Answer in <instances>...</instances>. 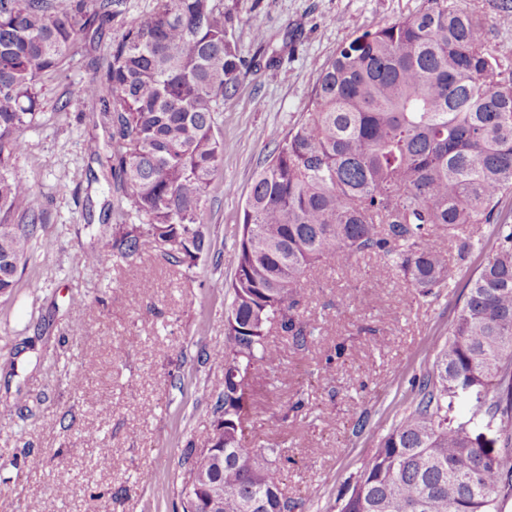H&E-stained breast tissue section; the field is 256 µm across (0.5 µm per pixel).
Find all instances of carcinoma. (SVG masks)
Here are the masks:
<instances>
[{
	"instance_id": "carcinoma-1",
	"label": "carcinoma",
	"mask_w": 512,
	"mask_h": 512,
	"mask_svg": "<svg viewBox=\"0 0 512 512\" xmlns=\"http://www.w3.org/2000/svg\"><path fill=\"white\" fill-rule=\"evenodd\" d=\"M412 17L366 30L315 67L311 108L251 186L225 319L220 420L224 462L187 449L186 472L224 489V512H294L280 452L245 445L255 365L276 354L271 326L302 346L297 313L307 273L376 255L427 297L448 286L433 228L457 236L495 224L494 254L468 281L448 340L418 383V401L382 437L339 512H504L512 498V57L492 46L473 4L428 0ZM118 0H0V294L16 284L43 209L12 171L35 124L41 75L61 69L79 34ZM216 0H156L112 42L98 100L106 165L122 192L112 246L90 268L153 242L172 265L205 250L207 188L224 155L218 110L245 61L226 40ZM495 429L487 439L480 428Z\"/></svg>"
}]
</instances>
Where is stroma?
Instances as JSON below:
<instances>
[{
	"label": "stroma",
	"mask_w": 512,
	"mask_h": 512,
	"mask_svg": "<svg viewBox=\"0 0 512 512\" xmlns=\"http://www.w3.org/2000/svg\"><path fill=\"white\" fill-rule=\"evenodd\" d=\"M226 37L250 67L220 108L224 157L207 191L208 248L173 266L152 243L132 262L96 270L84 256L112 243L120 192L85 149L108 125L83 86L108 45L155 0H123L110 23L81 33L59 75L40 81V121L15 164L44 210L30 260L0 296V512H181L187 448L207 447L224 378V323L251 184L307 111L314 68L360 30L423 11L427 0H218ZM265 32L266 42L254 37ZM459 257L444 238L451 280L418 295L380 279L377 257L308 272L304 346L271 331L274 363L249 382L250 448L280 449L294 512H338L349 477L417 398V386L497 242L472 224ZM151 280L149 290L132 280ZM93 327L85 338L82 328ZM83 386L73 390L72 376ZM109 465H101V449Z\"/></svg>",
	"instance_id": "35a3bbf8"
}]
</instances>
